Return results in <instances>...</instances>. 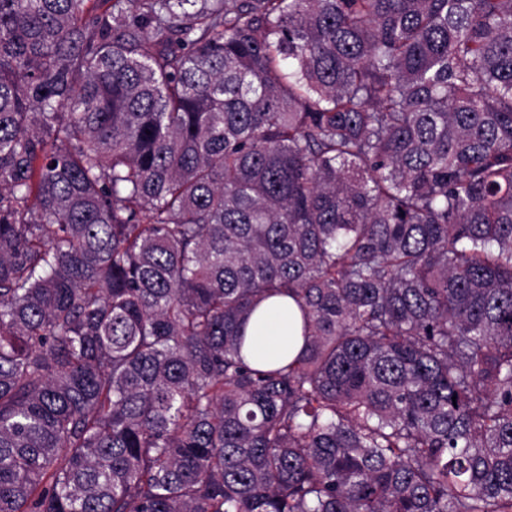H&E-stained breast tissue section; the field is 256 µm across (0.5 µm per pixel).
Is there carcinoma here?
I'll use <instances>...</instances> for the list:
<instances>
[{"label": "carcinoma", "mask_w": 512, "mask_h": 512, "mask_svg": "<svg viewBox=\"0 0 512 512\" xmlns=\"http://www.w3.org/2000/svg\"><path fill=\"white\" fill-rule=\"evenodd\" d=\"M90 2L0 0V512H512V0ZM301 326L300 311L292 298L274 297L263 302L246 327L252 349L250 360H293L303 347Z\"/></svg>", "instance_id": "cac0c4a2"}]
</instances>
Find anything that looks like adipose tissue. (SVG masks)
I'll list each match as a JSON object with an SVG mask.
<instances>
[{
    "instance_id": "adipose-tissue-1",
    "label": "adipose tissue",
    "mask_w": 512,
    "mask_h": 512,
    "mask_svg": "<svg viewBox=\"0 0 512 512\" xmlns=\"http://www.w3.org/2000/svg\"><path fill=\"white\" fill-rule=\"evenodd\" d=\"M300 311L292 298L274 297L250 317L246 336L253 360L294 359L303 347Z\"/></svg>"
}]
</instances>
